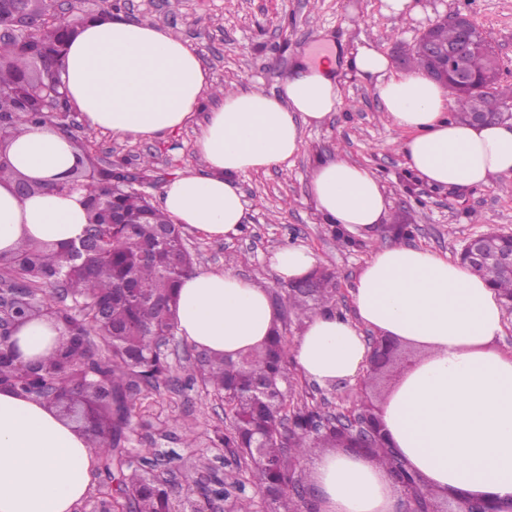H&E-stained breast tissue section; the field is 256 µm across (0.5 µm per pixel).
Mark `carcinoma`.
<instances>
[{
  "label": "carcinoma",
  "mask_w": 512,
  "mask_h": 512,
  "mask_svg": "<svg viewBox=\"0 0 512 512\" xmlns=\"http://www.w3.org/2000/svg\"><path fill=\"white\" fill-rule=\"evenodd\" d=\"M72 31L71 24L38 27L33 55L21 52L12 40H0V130L5 134L0 148L7 149L27 127L48 124L36 99L21 104L16 94L44 68H60ZM467 65L480 80L491 70L483 50L469 55ZM448 90L457 118L468 119L470 94L452 83ZM70 142L77 164L66 177L85 191L86 232L100 244L74 255L67 247L27 239L16 251L0 254V324H26L49 315L66 329L62 345L37 356L25 369L17 365V346L0 342V388L46 402L77 425L87 416L95 418L97 426L85 432L90 447L99 450L106 479L116 483L117 504L129 496L133 512H166L172 485L154 474V460L143 458L137 466L125 461L122 445L138 403L168 383V353L155 345V338L165 330L176 331L175 288L193 273L194 259L182 247L179 225L114 181L112 169L100 168L78 138ZM498 246L503 238L490 235L488 256L477 275L501 296L511 297L512 275L495 259ZM314 277L311 295L293 290V283L286 285L288 310L299 318L333 299L334 275ZM58 294L75 306L52 307L50 299ZM286 358L284 337L276 329L266 345L236 359L205 353L188 364L183 382L190 387L199 380L224 399L229 426L216 440L226 448L243 449L234 463L267 495L271 512L288 507L296 462L316 448L336 446L333 432L288 435L289 415L309 407L287 410L282 391L289 378ZM200 488L210 502L230 500L234 512H248L240 500H231L225 479L213 475Z\"/></svg>",
  "instance_id": "cac0c4a2"
}]
</instances>
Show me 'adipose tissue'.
<instances>
[{
	"label": "adipose tissue",
	"instance_id": "obj_1",
	"mask_svg": "<svg viewBox=\"0 0 512 512\" xmlns=\"http://www.w3.org/2000/svg\"><path fill=\"white\" fill-rule=\"evenodd\" d=\"M349 71L371 80L394 125L409 170L453 189L512 176V125L480 126L452 117L449 91L421 71L393 73L380 50L359 46ZM334 55L294 67L269 95L229 92L206 112L194 141L203 169H188L163 188L162 211L212 239L238 233L244 201L237 176L293 165L304 128L341 104ZM61 80L72 108L92 131L123 138H161L192 123L212 94L199 55L169 31L121 17L80 27L68 43ZM9 160L29 176L52 179L74 162L54 127L27 128ZM309 189L326 223L375 238L390 202L377 176L345 155L320 160ZM85 193L18 196L0 182V252L26 237L66 244L86 227ZM301 247L275 251L270 265L292 283L315 266ZM356 320L327 310L305 320L290 353L321 384L364 374L371 328L414 344L419 356L383 399L379 416L390 445L437 493L462 490L512 504V355L493 350L507 319L497 291L463 264L423 248L375 247L351 291ZM279 319L268 292L232 269L197 271L178 286L176 331L198 348L234 356L262 345ZM64 340L50 319L19 333L25 356L44 355ZM95 449L54 408L0 390V512H73L87 493ZM307 476L320 512H397L400 491L391 469L358 454L315 453Z\"/></svg>",
	"mask_w": 512,
	"mask_h": 512
}]
</instances>
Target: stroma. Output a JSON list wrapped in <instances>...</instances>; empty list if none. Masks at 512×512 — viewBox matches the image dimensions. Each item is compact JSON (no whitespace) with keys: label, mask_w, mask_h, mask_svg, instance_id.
<instances>
[{"label":"stroma","mask_w":512,"mask_h":512,"mask_svg":"<svg viewBox=\"0 0 512 512\" xmlns=\"http://www.w3.org/2000/svg\"><path fill=\"white\" fill-rule=\"evenodd\" d=\"M418 12L392 17L382 0H122L123 12L138 21L167 29L199 54L214 84L229 90L279 91L295 62L317 60L359 45L378 48L393 61L395 48L411 44L442 14L456 10L471 15L493 42L501 62L499 89L512 101V0H413ZM342 104L317 127L305 129L302 148L293 166L238 177L245 201V218L235 236L213 240L186 228L182 237L201 270L233 269L268 289L281 315L278 325L286 344H293L303 324L289 313L284 289L268 258L278 249L303 247L317 264L334 272L336 296L330 311L354 318L351 290L371 242L351 235L338 246L308 193L311 164L346 153L378 177L391 203L379 233L386 244L405 242L458 260L466 240L489 231L512 233V179H501L464 190L431 186L413 178L404 156L396 150L403 132L389 120L372 82L341 72ZM76 136H90L98 159H120L130 167L143 156L155 157L154 181L146 192L160 203L164 185L178 173L202 166L193 150V127L157 139L88 132L74 116ZM408 223L410 236L398 238L392 227ZM292 403L319 405L327 411L351 407L379 408L390 384L381 377L317 383L298 369L290 371ZM137 422L125 443L132 461L160 451H176L181 466L193 464L246 484L251 512L265 504L245 473L225 466L227 452L211 444L223 428L224 404L209 388L171 385L148 394L136 411Z\"/></svg>","instance_id":"obj_1"}]
</instances>
